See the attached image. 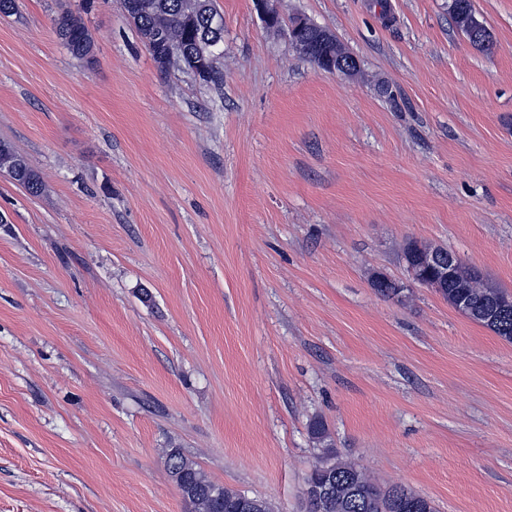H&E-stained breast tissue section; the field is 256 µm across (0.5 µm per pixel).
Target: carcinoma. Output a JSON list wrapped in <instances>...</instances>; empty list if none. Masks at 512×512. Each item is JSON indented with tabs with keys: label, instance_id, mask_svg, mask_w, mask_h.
Here are the masks:
<instances>
[{
	"label": "carcinoma",
	"instance_id": "1",
	"mask_svg": "<svg viewBox=\"0 0 512 512\" xmlns=\"http://www.w3.org/2000/svg\"><path fill=\"white\" fill-rule=\"evenodd\" d=\"M122 8L159 69L166 71L175 63L192 68L203 62L207 71L204 85L218 90L223 87L224 72L218 60L224 55V33L213 31L223 18L214 0H122ZM449 10L455 25L474 47L490 50L491 33L475 17L471 0H451ZM53 26L57 38L74 58L87 66L95 63V42L81 13L62 9L54 16ZM320 38L315 28L304 26L296 35L295 46L319 67V53L323 51L318 46ZM0 172L33 195L44 190L40 175L27 158L2 140ZM466 292L472 307L480 310L491 299L492 289L479 278L471 277ZM492 331L512 342V307L504 309ZM165 463L188 512H274L273 504L265 498L251 497L209 480L179 448L165 451ZM310 486L327 488L321 512H435L429 499L401 485H378L362 468L337 455L330 443L326 444L325 456L306 478L305 487Z\"/></svg>",
	"mask_w": 512,
	"mask_h": 512
}]
</instances>
